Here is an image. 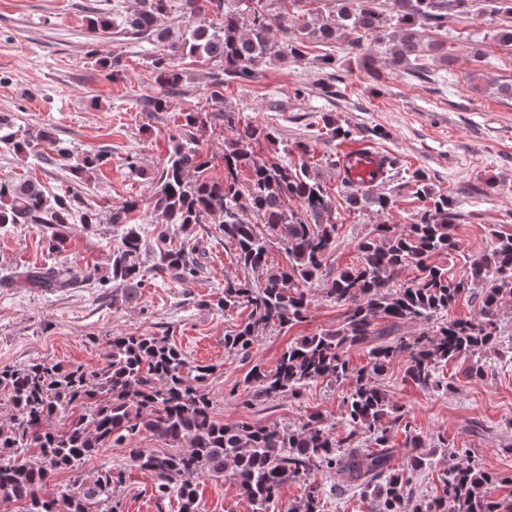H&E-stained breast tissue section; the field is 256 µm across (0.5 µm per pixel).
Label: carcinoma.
Segmentation results:
<instances>
[{
    "instance_id": "obj_1",
    "label": "carcinoma",
    "mask_w": 512,
    "mask_h": 512,
    "mask_svg": "<svg viewBox=\"0 0 512 512\" xmlns=\"http://www.w3.org/2000/svg\"><path fill=\"white\" fill-rule=\"evenodd\" d=\"M471 1L488 16L493 39L512 50V26L500 22V16H512V0H393L391 14L374 0H336L334 15L309 14L292 21L269 13L261 0H181L182 18L191 26L175 41L158 27L170 0H140L137 9L121 18L120 26L132 36L167 44L153 59V67L156 81L170 91L183 80L170 65L171 53L214 64L210 97L221 101L224 79L246 82L261 62L297 59L306 39L325 45L342 40L352 52L368 40L373 48L359 56L367 73L376 72L378 58L383 57L396 69L423 76L419 60L425 53L445 66L451 57L447 41L426 42L422 30H443L450 5ZM209 14L220 23L207 19ZM290 27L299 32L292 43ZM276 30L282 33L279 40ZM217 120L233 133L224 139L221 178L211 174V160L197 148L194 136V131ZM50 138L51 132L44 129L21 134L9 118L0 116V144L16 154H27ZM273 139V130L243 125L237 112L182 113L166 163L153 173L152 223L216 224L236 264L261 276L257 281L225 280L216 300V307L226 312L247 310L244 322L224 336L230 353L246 358L260 332L305 318L311 288L318 283L326 297L347 306L338 328L297 338L272 370L254 367L243 378L241 393L242 404L252 406L278 396L297 398L320 380L350 381L343 397L345 434L334 433L316 412L298 428L218 421L205 387L215 366L191 362L164 336L115 335L97 369L44 361L0 366V394L15 409L0 424V512H10L5 508L10 503L20 505V512H121L114 489L123 472L109 468L92 481L78 475L100 449L111 447L124 449L131 466L155 477L157 498L177 495L181 512H200L196 480L202 476L231 480L254 512H322V489L313 483L306 485L299 501L279 509V488L316 470L329 473L338 490H372L376 512H403L405 499L413 494L411 476L428 465V453L419 436L409 435L412 452L395 463L390 433L403 414L378 381L398 356L406 357L407 377L424 389H448L438 368L462 354L474 357L470 376L484 375L480 355L497 344L500 305L512 297V234L495 232L490 250L472 260L465 278L430 264L433 256L459 248L453 233L456 202L435 194L428 174L418 169L411 184L423 206L412 223L373 225L356 244L359 262L334 277L325 276L323 260L336 243L334 202L311 174L305 159L307 143L284 150L298 155L297 162L255 153L259 141ZM57 154L71 185L55 196L35 181L0 177V226L50 225L52 252L64 247L66 225L75 216L83 224L97 223V214L82 207L78 187L106 163L102 153L76 155L60 148ZM345 186L354 208L379 214L391 204L389 197L364 183L347 180ZM292 201L296 206L290 205ZM139 205L131 199L112 212L111 223L124 225V231L112 252L111 269L101 280L129 296L149 273L178 280L200 276L198 246L190 239L163 245L152 264L144 265L141 229L128 223V214ZM245 211L255 221L245 220ZM273 242L288 256L284 267L269 263ZM406 267L415 268L417 275L396 284ZM90 276L81 268L50 265L17 271L13 283L23 288H70ZM475 284L482 286L478 316L447 318L448 310ZM406 321L433 326L413 338L392 335V329ZM352 349L367 350L365 365L350 364L346 353ZM63 413L70 414V421L59 430L55 420ZM144 432L168 449L150 452L133 447V440ZM61 470L74 474L73 484L51 495L46 489ZM503 483L512 485V476L486 472L470 461L450 464L440 492L416 500L412 512H512V502L505 505L492 496V489Z\"/></svg>"
}]
</instances>
